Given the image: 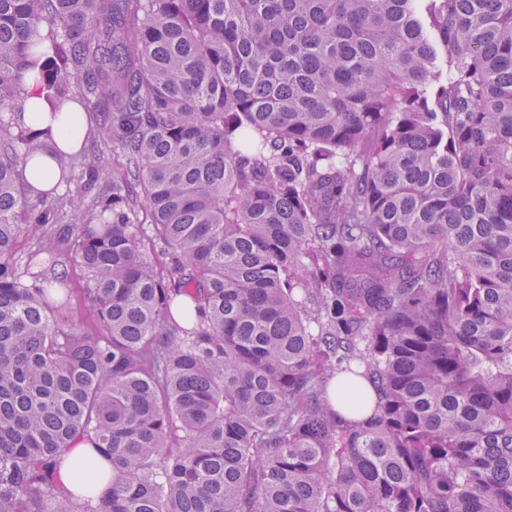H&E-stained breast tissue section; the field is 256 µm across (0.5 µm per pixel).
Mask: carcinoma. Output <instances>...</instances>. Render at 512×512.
<instances>
[{
	"instance_id": "1",
	"label": "carcinoma",
	"mask_w": 512,
	"mask_h": 512,
	"mask_svg": "<svg viewBox=\"0 0 512 512\" xmlns=\"http://www.w3.org/2000/svg\"><path fill=\"white\" fill-rule=\"evenodd\" d=\"M0 512H512V0H0ZM31 99L35 101L31 112H24L22 118L25 124L35 128L46 130L51 129L47 136V142L51 146L44 153H39L27 166V180L35 189H47L58 183V163L49 153L55 148L71 152L76 150L83 138V134L89 133L96 128V114H90L85 124L84 112H73L69 105L65 104L62 112L53 117L49 112V106L36 96ZM85 125V132H84ZM55 251L61 257L66 258L68 280L71 287L75 288L74 300L70 307V315L77 323L80 332L86 336H97L98 328L93 319L87 314L85 301L83 299L82 288L85 286V271L74 263L67 262V258L73 252V241L69 238H59L56 240ZM91 445L87 440L75 439L70 448H65L62 452L63 462L59 472V480L64 489L69 493L82 494L91 499V504H97V498L88 491L79 488V475L85 462L91 454Z\"/></svg>"
}]
</instances>
